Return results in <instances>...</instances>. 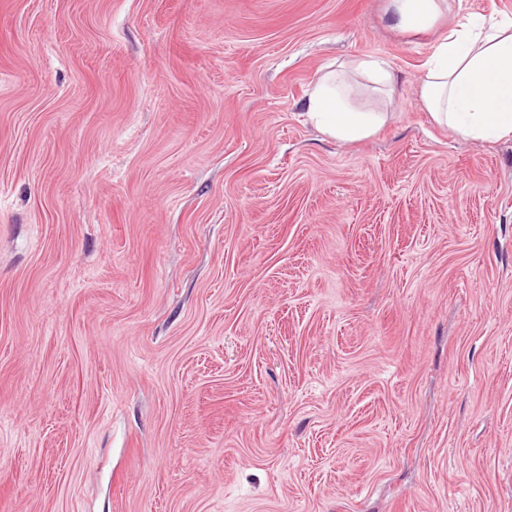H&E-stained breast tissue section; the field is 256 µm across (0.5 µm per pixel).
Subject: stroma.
<instances>
[{
    "instance_id": "1",
    "label": "stroma",
    "mask_w": 512,
    "mask_h": 512,
    "mask_svg": "<svg viewBox=\"0 0 512 512\" xmlns=\"http://www.w3.org/2000/svg\"><path fill=\"white\" fill-rule=\"evenodd\" d=\"M386 7L0 0V512H512V139L415 95L512 0ZM388 13L403 33L421 34L431 31L448 10L447 0H388ZM395 91V74L384 59L363 56L348 63L333 62L306 96L304 113L329 138L357 142L387 125Z\"/></svg>"
}]
</instances>
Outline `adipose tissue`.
<instances>
[{
	"instance_id": "adipose-tissue-1",
	"label": "adipose tissue",
	"mask_w": 512,
	"mask_h": 512,
	"mask_svg": "<svg viewBox=\"0 0 512 512\" xmlns=\"http://www.w3.org/2000/svg\"><path fill=\"white\" fill-rule=\"evenodd\" d=\"M447 0H388L396 28L431 31ZM396 77L388 61L363 56L331 63L309 91L305 116L339 142L371 137L390 120ZM433 123L464 140L512 138V18L466 15L443 34L416 88Z\"/></svg>"
}]
</instances>
